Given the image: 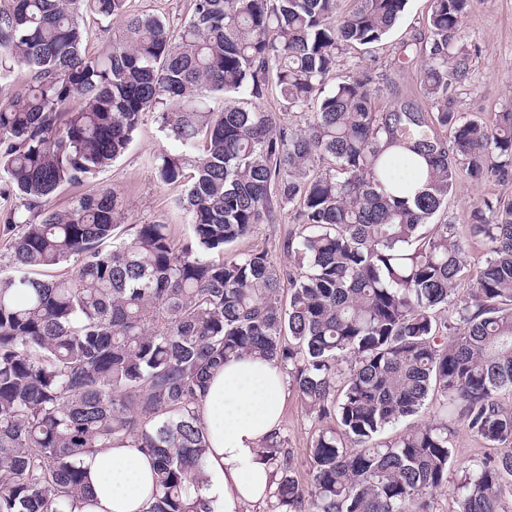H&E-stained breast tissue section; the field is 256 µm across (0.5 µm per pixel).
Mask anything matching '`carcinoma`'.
<instances>
[{"label": "carcinoma", "mask_w": 512, "mask_h": 512, "mask_svg": "<svg viewBox=\"0 0 512 512\" xmlns=\"http://www.w3.org/2000/svg\"><path fill=\"white\" fill-rule=\"evenodd\" d=\"M467 2L430 0L427 39L400 52L422 57V98L396 92L385 107L368 70L322 87L345 48L382 42L407 0H194L175 35L128 0L0 6V81L27 79L0 103V199L13 200L0 209V512H75L83 458L123 446L153 459L148 512H207L198 392L247 355L336 422L315 431L306 480L280 433L266 441L267 512H434L454 465L448 420L378 439L429 398L495 449L461 466L454 512H506L512 201L471 225L487 258L466 297L464 241L434 223L461 175L512 180V112L488 123L450 100L471 71ZM85 9L121 25L97 54ZM201 90L224 94V111H207ZM270 90L309 118L246 107ZM160 106L181 152L158 156V179L180 181L193 156L187 241L167 224L121 232L110 189L51 205L110 167ZM287 205L297 270L231 250Z\"/></svg>", "instance_id": "1"}]
</instances>
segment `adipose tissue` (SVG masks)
<instances>
[{
  "mask_svg": "<svg viewBox=\"0 0 512 512\" xmlns=\"http://www.w3.org/2000/svg\"><path fill=\"white\" fill-rule=\"evenodd\" d=\"M285 385L272 362L246 356L224 364L201 391L209 444L202 495L210 512H241L273 491L262 446L280 425ZM83 467L90 499L78 512H147L153 466L140 449L106 448L86 456Z\"/></svg>",
  "mask_w": 512,
  "mask_h": 512,
  "instance_id": "ef3b65f1",
  "label": "adipose tissue"
}]
</instances>
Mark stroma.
<instances>
[{"mask_svg": "<svg viewBox=\"0 0 512 512\" xmlns=\"http://www.w3.org/2000/svg\"><path fill=\"white\" fill-rule=\"evenodd\" d=\"M427 10V0H408L404 14L383 42L368 51L348 49L340 58L339 70L348 71L355 66L368 68L380 86L417 95L420 67L402 65L399 52L402 43L427 38ZM461 35L472 59L471 86L455 96V110L487 119L499 112H512V0H469ZM173 148V141L161 127L158 112H149L128 149L110 167L91 182L66 189L52 203L61 208L72 197L92 190L112 189L126 202L123 225L166 224L175 239L186 240L191 234L188 217L175 201L185 194L187 185L160 182L153 166L161 151ZM502 196L512 197V181L475 183L462 179L436 221L457 225L460 232H467L473 208ZM295 229L294 211L288 207L280 210L276 223L256 225L253 233L237 243L236 248L266 253L274 265L286 268L295 263L293 253L285 247ZM314 430L313 417L308 415L297 394L287 391L279 431L293 449L296 461H303Z\"/></svg>", "mask_w": 512, "mask_h": 512, "instance_id": "obj_1", "label": "stroma"}]
</instances>
